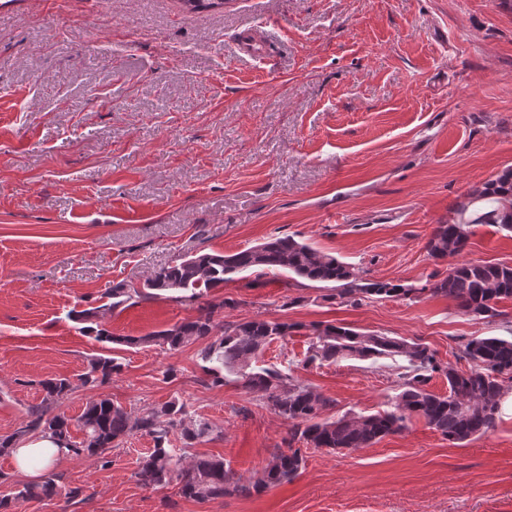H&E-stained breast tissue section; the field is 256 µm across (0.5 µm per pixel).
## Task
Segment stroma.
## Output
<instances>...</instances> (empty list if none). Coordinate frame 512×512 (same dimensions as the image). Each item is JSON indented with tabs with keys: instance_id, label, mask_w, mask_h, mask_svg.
I'll return each mask as SVG.
<instances>
[{
	"instance_id": "35a3bbf8",
	"label": "stroma",
	"mask_w": 512,
	"mask_h": 512,
	"mask_svg": "<svg viewBox=\"0 0 512 512\" xmlns=\"http://www.w3.org/2000/svg\"><path fill=\"white\" fill-rule=\"evenodd\" d=\"M249 32L265 53H241ZM512 167V0H12L0 13V437L27 420L42 380L102 354L72 311L113 334L192 318L188 301L104 294L141 287L179 255L234 253L291 236L411 295L332 299L324 285L246 272L210 293L227 321L300 324L263 361L336 402L386 409L401 362L306 363L308 325L341 322L418 339L471 366L474 336H512V302L488 322L422 287L445 276L425 249L465 193ZM466 257L511 262L512 236L472 227ZM197 345L115 346L123 368L64 401L106 396L142 413L171 398L213 428L195 455L255 477L287 424L234 380L215 386ZM134 435L96 459L62 455L57 493L17 512H512V410L455 446L415 418L378 443L310 449L302 474L261 494L199 502L135 472ZM78 497H70L73 488Z\"/></svg>"
}]
</instances>
